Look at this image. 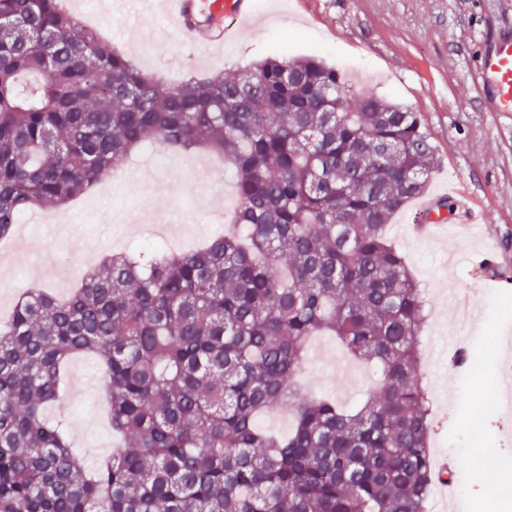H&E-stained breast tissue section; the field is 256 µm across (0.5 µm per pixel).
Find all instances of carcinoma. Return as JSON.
I'll return each mask as SVG.
<instances>
[{
  "label": "carcinoma",
  "instance_id": "cac0c4a2",
  "mask_svg": "<svg viewBox=\"0 0 512 512\" xmlns=\"http://www.w3.org/2000/svg\"><path fill=\"white\" fill-rule=\"evenodd\" d=\"M0 240L136 149H206L228 167L233 232L150 258L117 252L60 299L36 285L0 330V512H426L432 408L425 301L385 230L439 164L420 113L348 98L316 57L177 84L142 70L60 0H0ZM381 378L349 409L297 382L310 337ZM90 354L120 445L87 470L64 417ZM286 407L288 434L261 430Z\"/></svg>",
  "mask_w": 512,
  "mask_h": 512
}]
</instances>
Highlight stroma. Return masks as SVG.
I'll return each mask as SVG.
<instances>
[{
  "instance_id": "1",
  "label": "stroma",
  "mask_w": 512,
  "mask_h": 512,
  "mask_svg": "<svg viewBox=\"0 0 512 512\" xmlns=\"http://www.w3.org/2000/svg\"><path fill=\"white\" fill-rule=\"evenodd\" d=\"M77 20L97 27L123 52L144 45L145 71L174 82L192 71L244 68L268 56H315L336 67L347 89H371L423 116L439 156L427 194L456 190L483 210L491 241L512 263V112L488 111L478 96L477 51L512 35V0H255V23L225 48L223 58L200 57L174 37L158 36L159 14L82 0ZM233 209L223 163L199 150L174 155L147 148L102 190L61 209V225L21 224L0 247V319L22 288L37 284L67 296L82 273L106 253L132 250L152 233V218L177 229L174 247L190 249L214 233L216 203ZM416 203L395 215L391 240L404 252L429 307L423 338L464 331L465 347L491 346L498 363L473 378L450 355L423 361V383L434 409L432 454L456 460V507L463 512H512V413L499 394L512 377V287L488 281L473 258L479 242L464 236L438 241L418 236ZM313 393L351 405L372 387L375 374L348 358L329 336L313 337L301 370ZM104 375L92 356L68 366L63 400L48 417L64 416L87 469L110 454L112 430L103 401ZM491 402L480 405L478 391ZM478 414L490 447L478 445L468 420Z\"/></svg>"
}]
</instances>
